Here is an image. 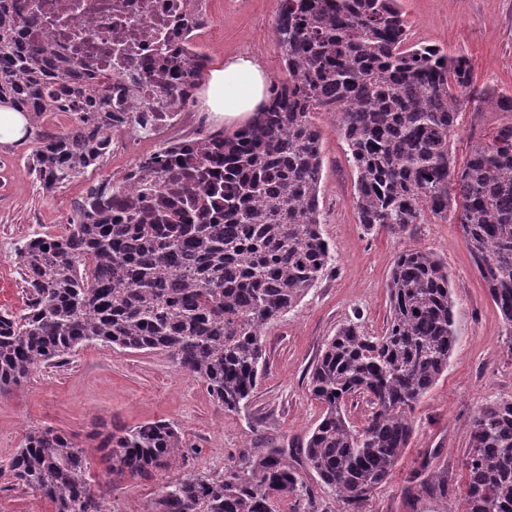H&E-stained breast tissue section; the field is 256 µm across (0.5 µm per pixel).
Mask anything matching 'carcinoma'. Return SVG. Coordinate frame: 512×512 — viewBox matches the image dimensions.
<instances>
[{
  "label": "carcinoma",
  "instance_id": "obj_1",
  "mask_svg": "<svg viewBox=\"0 0 512 512\" xmlns=\"http://www.w3.org/2000/svg\"><path fill=\"white\" fill-rule=\"evenodd\" d=\"M274 37L288 80L272 84L253 122L199 138L194 164L174 176L176 191L156 175L155 188L170 193L161 205L123 221L81 206L66 231L15 248L27 298L22 313L0 312L1 393L100 342L168 355L226 413L246 405L266 330L331 266L316 112L336 117L359 223L398 235L428 214L456 221L512 337V94L477 87L463 56L408 44L398 0H279ZM52 78L70 83L75 99L91 97V107L63 132L35 134L30 168L48 188L105 158L110 100L94 97L49 43L22 42L0 0V106L25 113L36 129L58 108ZM468 103L509 121L459 167L450 139ZM388 291L382 333L367 334L354 315L311 372L323 413L298 452L340 512H362L390 478L413 434L414 404L447 370L456 342L448 267L432 252L399 253ZM352 401L367 406L360 426L348 417ZM469 430L466 512H512V400L485 404ZM101 447L112 461L105 477H147L183 458L184 444L177 427L157 421L109 432ZM7 472L53 512H107L88 460L64 433L27 432ZM288 501L331 512L313 503L286 449L264 448L242 453L222 476L184 475L149 512H281Z\"/></svg>",
  "mask_w": 512,
  "mask_h": 512
}]
</instances>
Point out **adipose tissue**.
Here are the masks:
<instances>
[{"instance_id": "1", "label": "adipose tissue", "mask_w": 512, "mask_h": 512, "mask_svg": "<svg viewBox=\"0 0 512 512\" xmlns=\"http://www.w3.org/2000/svg\"><path fill=\"white\" fill-rule=\"evenodd\" d=\"M268 94L269 77L265 69L246 53L226 57L222 66L211 70L202 92L209 111L228 125L251 122Z\"/></svg>"}]
</instances>
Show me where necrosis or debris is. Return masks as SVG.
Returning <instances> with one entry per match:
<instances>
[{
    "instance_id": "necrosis-or-debris-1",
    "label": "necrosis or debris",
    "mask_w": 512,
    "mask_h": 512,
    "mask_svg": "<svg viewBox=\"0 0 512 512\" xmlns=\"http://www.w3.org/2000/svg\"><path fill=\"white\" fill-rule=\"evenodd\" d=\"M28 41L63 46L86 84L111 99L112 153L128 157L87 205L147 209L157 201L153 173L195 156L201 120L190 98L205 55H191L187 33L208 20L207 0H11ZM161 142L144 151L141 137Z\"/></svg>"
}]
</instances>
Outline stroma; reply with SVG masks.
Masks as SVG:
<instances>
[{"label":"stroma","mask_w":512,"mask_h":512,"mask_svg":"<svg viewBox=\"0 0 512 512\" xmlns=\"http://www.w3.org/2000/svg\"><path fill=\"white\" fill-rule=\"evenodd\" d=\"M411 41L466 57L473 80L512 93V0H400ZM217 19L194 48L211 64L247 52L270 79L287 73L274 37L278 0H209ZM498 113L475 116L464 109L451 139L464 162L474 136L490 134ZM323 131L324 224L332 268L265 337L266 370L250 402L227 413L205 384L164 354L129 352L88 344L64 365H46L19 387L0 394V463L21 448L26 432L51 427L66 433L86 455L92 489L109 512H147L164 487L190 472L223 475L244 449L301 444L322 414L308 391L311 367L338 326L360 315L366 332L381 333L389 314L386 283L397 255L421 248L448 267L457 342L447 370L415 405L413 434L394 473L366 502L363 512H465L461 459L469 449V420L488 402L512 399V341L484 281L473 266L459 224L428 220L401 235L368 231L355 209V174L335 118L314 117ZM33 138L0 142V309L25 301L14 248L40 233L64 230L93 183L111 181L127 159L108 157L70 183L45 189L28 168ZM163 420L177 426L186 448L179 465L149 478H104L107 466L99 434L121 433ZM434 474L425 488L412 477L426 453ZM447 494H440V487ZM0 512H52L48 501L0 475Z\"/></svg>","instance_id":"1"}]
</instances>
